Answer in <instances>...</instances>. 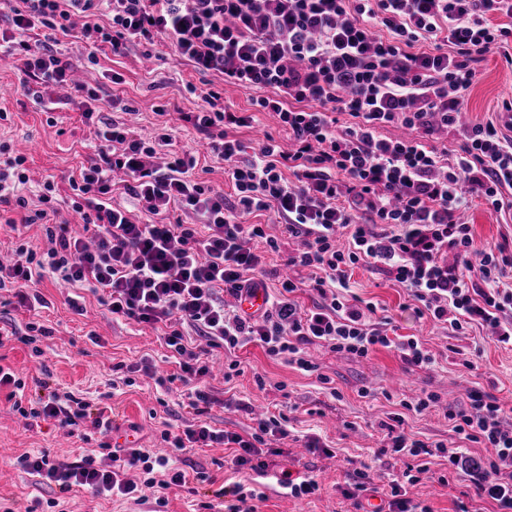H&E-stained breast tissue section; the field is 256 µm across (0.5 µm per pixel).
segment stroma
Segmentation results:
<instances>
[{
    "instance_id": "obj_1",
    "label": "stroma",
    "mask_w": 512,
    "mask_h": 512,
    "mask_svg": "<svg viewBox=\"0 0 512 512\" xmlns=\"http://www.w3.org/2000/svg\"><path fill=\"white\" fill-rule=\"evenodd\" d=\"M58 50L71 61L81 81L101 89L104 115L112 113L110 99L121 98L133 109L126 122L144 135L171 124L177 113L197 111L201 104L197 92L210 84L191 67L175 64L163 45H135L122 55L105 48L93 61L84 42L76 37L62 39ZM478 69L479 80L465 96L466 118L473 123L498 120L503 103L512 101V65L500 54L489 53ZM23 79L18 62L10 60L0 66V110L11 116L10 121L0 124V140L26 154L33 184L52 180L59 190H67L68 177L93 154L96 129L81 122L75 102L57 111L56 124H48L39 105L24 94ZM210 85L222 92L224 104L231 110L250 111L248 91L219 80ZM462 220L471 225L477 248L504 246L512 251V220L507 215L473 198ZM247 221L266 225L268 233L281 243L276 252L266 250L260 242L254 245L263 257L268 288H278L288 271L295 278L310 280V269H287L288 255L295 252L299 241L284 234L274 213L251 215ZM348 287L350 294L375 305L372 321L380 330L391 337H418L432 355L433 364L411 367L397 351L382 347L365 358L340 355L317 343L306 348L319 367L318 374L313 375L270 357L255 343L231 355L215 348L211 351L213 369L205 385L217 402L199 418L178 394L165 392L156 381L157 373L178 370L159 331L113 318L90 293L85 296L83 312H75L67 302L68 289L49 277L37 287L46 301L44 307L31 310L14 303L6 308L21 335L27 334V325L33 322L47 327L49 336H35L28 344L20 339L7 342L0 355L23 378L50 372V388L58 394L71 393L95 404L101 394L111 393L114 426L145 448L165 450L162 430L179 432L200 419L213 428L242 434L252 430L255 416L289 410L287 436L266 439L277 454L270 457L265 476L225 466L229 450L220 444L173 452L175 466L188 478L195 479L201 472L206 479L198 482L194 495L178 487L166 490L167 512H198L200 505L212 501L214 490L233 481L263 492L259 512H356L352 501L341 493L354 470L378 457L388 463L390 472H399L402 467L401 461L384 450L387 440L382 425L395 413H402L405 431L418 439L453 444L464 449L469 461L488 456L484 445L452 431L446 412L448 407L466 403L468 392L474 389L512 405V349L492 342L490 327L455 332L430 316L418 315L405 288L382 266L350 270ZM145 359L156 365V373L139 371ZM233 359L239 362L241 373L228 381L224 373ZM425 392L439 395V403L420 414L403 411L402 401ZM8 393V388L0 389V506L26 512L34 500L52 499L56 505L48 512H154L156 505L151 498L115 496L103 500L79 490L63 493L55 486H37L34 477L17 463L25 452L44 451L51 459L68 463L87 454L104 463L107 452L100 446V434L85 442L50 422L29 425L14 411ZM238 399L249 403L250 412L236 409ZM310 436L319 438L326 452H311L306 446ZM307 468L318 475L320 491L303 499L289 496L278 482L281 471ZM473 491V479L465 470L453 475L448 485L425 483L415 488L432 512H456L458 500Z\"/></svg>"
}]
</instances>
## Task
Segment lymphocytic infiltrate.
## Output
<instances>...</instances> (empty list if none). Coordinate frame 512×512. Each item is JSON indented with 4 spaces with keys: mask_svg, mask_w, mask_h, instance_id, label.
<instances>
[{
    "mask_svg": "<svg viewBox=\"0 0 512 512\" xmlns=\"http://www.w3.org/2000/svg\"><path fill=\"white\" fill-rule=\"evenodd\" d=\"M8 22L19 34L13 50L22 57V88L44 114L60 109L50 87L74 86L85 97L82 118L99 126L96 154L70 177L69 206L93 231V242L48 224L56 187L46 181L29 209L23 190L26 158L0 142V212L7 226L43 225L51 242L40 256L27 241L14 249V261L0 264V290L19 291L20 302L46 275L98 295L108 311L157 326L178 316V328L163 340L179 357L175 381L189 389V406L207 413L213 396L201 386L209 372V348L232 351L257 342L271 357H287L306 372L317 366L303 356L305 345L324 343L331 351L368 357L376 347L396 350L409 365L431 364V355L413 336L389 337L375 327L359 299L344 290L349 270L381 264L414 301L418 314L448 321L452 330L472 324L493 327L492 340L512 347V255L475 247L470 225L458 213L471 197L495 212L512 211V136L493 122L464 124L466 92L477 80V64L499 52L512 64V0H6ZM505 16L502 24L491 15ZM83 25H76L75 16ZM45 28L46 40H29ZM81 33L91 50L128 44L166 43L176 64L218 77L253 94L251 103L272 112L293 142L282 149L266 136L258 151L246 155L231 132L253 119L230 111L221 94L201 92L198 111L180 113L201 134L211 153L224 162L234 199L200 182L196 150L174 149L170 134L146 139L120 118L98 111V89L74 84L73 67L55 50L58 38ZM350 118L339 126L338 115ZM407 129L404 137L385 136L386 127ZM457 132L459 152L438 150L441 132ZM124 174L129 205L114 202L112 176ZM25 209L22 219L13 207ZM179 209L189 224H147ZM270 211L303 246L288 263L316 270L312 288L319 299L304 308L292 300L297 285L282 281L270 308L257 318L229 309L222 291L237 295L260 287V255L251 241L278 250L276 238L244 216ZM207 339L208 348L193 342ZM9 387L14 410L23 417L52 421L79 431L83 426L112 427V408H91L83 399L65 407L55 398L32 400L24 379L0 365V387ZM465 408H450L452 430L491 448L492 455L475 485L477 501L496 512H512V482L498 479L500 462H512V431L501 426L506 407L495 396L473 390ZM286 417L258 419L255 432L242 435L191 425L182 433L162 431L161 439L182 451L221 444L231 448L235 469L263 474L265 435L287 436ZM391 452L405 465L391 478L382 512H431L409 494L429 457L447 459L456 470L463 451L430 444L389 428ZM19 464L40 483L60 491L81 489L94 497L135 496L140 488L158 492L187 484L183 471L167 456L133 448L120 469L96 465L92 456L67 463L39 451ZM139 468L143 481L126 478Z\"/></svg>",
    "mask_w": 512,
    "mask_h": 512,
    "instance_id": "1",
    "label": "lymphocytic infiltrate"
}]
</instances>
